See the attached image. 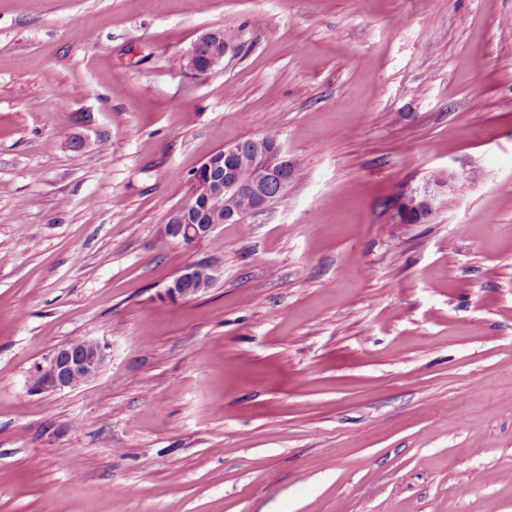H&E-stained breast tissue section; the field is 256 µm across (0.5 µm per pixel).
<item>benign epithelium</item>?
Segmentation results:
<instances>
[{"label":"benign epithelium","instance_id":"benign-epithelium-1","mask_svg":"<svg viewBox=\"0 0 512 512\" xmlns=\"http://www.w3.org/2000/svg\"><path fill=\"white\" fill-rule=\"evenodd\" d=\"M235 45L224 42V32L212 29L198 36L183 57L184 69L194 76H204L224 61ZM219 159L205 160L197 170L194 191L189 201L173 210L167 222L169 239L191 246L207 237L219 224H236L241 220V205L250 214L262 213L284 202L292 187L290 171L296 160L276 142L265 145L249 158L238 147L216 151ZM254 170L249 182L242 181L238 167ZM437 194L423 191V196L407 190L399 192L389 206L388 222L397 223L402 203L422 207L419 222L424 223L436 210ZM216 269L211 265H188L168 286L171 296L185 299L210 287ZM108 358L107 345L99 341L69 342L53 352L47 366L37 371L35 381L43 389H64L95 378Z\"/></svg>","mask_w":512,"mask_h":512}]
</instances>
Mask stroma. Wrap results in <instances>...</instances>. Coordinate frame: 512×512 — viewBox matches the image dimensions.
I'll return each mask as SVG.
<instances>
[{
	"label": "stroma",
	"mask_w": 512,
	"mask_h": 512,
	"mask_svg": "<svg viewBox=\"0 0 512 512\" xmlns=\"http://www.w3.org/2000/svg\"><path fill=\"white\" fill-rule=\"evenodd\" d=\"M270 131L287 200L169 240ZM0 512H512V0H0ZM235 32L228 29H212L198 36L183 57V67L194 76H204L224 61V55L236 44L224 43L235 39ZM217 46H220L218 49ZM418 190H414V192H409V190L399 192L396 197L393 199L389 206L388 211V222L390 223H398L399 217L397 216V211L402 203H410L412 201V205L415 207H419L421 204L423 205L419 223H426L427 219L431 218L436 210L437 194L435 191L424 190L423 191V199H419V196L416 194ZM212 265H188L167 287L171 296L185 299L209 288L215 280ZM107 345L99 341L69 342L53 352L35 381L43 389H64L94 379L108 358Z\"/></svg>",
	"instance_id": "obj_1"
}]
</instances>
